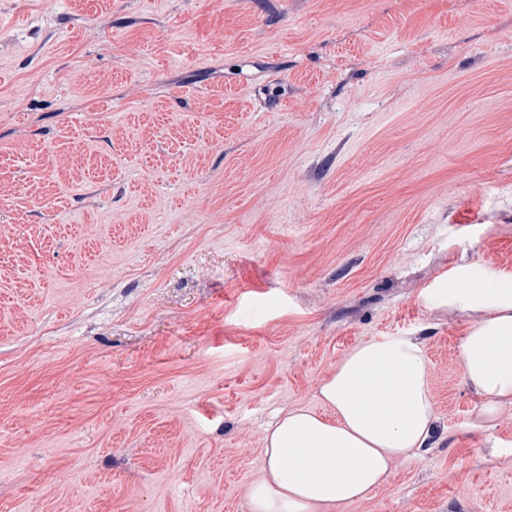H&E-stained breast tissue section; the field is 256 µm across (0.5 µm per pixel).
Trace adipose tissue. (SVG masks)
Returning a JSON list of instances; mask_svg holds the SVG:
<instances>
[{
	"instance_id": "adipose-tissue-1",
	"label": "adipose tissue",
	"mask_w": 512,
	"mask_h": 512,
	"mask_svg": "<svg viewBox=\"0 0 512 512\" xmlns=\"http://www.w3.org/2000/svg\"><path fill=\"white\" fill-rule=\"evenodd\" d=\"M431 297L471 318L460 344L463 374L480 398L479 419H498L512 409V285L488 280ZM318 394L325 414L294 409L268 431L266 467L248 488L250 512H330L363 500L435 431L424 350L410 336L354 347Z\"/></svg>"
}]
</instances>
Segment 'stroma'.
Wrapping results in <instances>:
<instances>
[{
  "label": "stroma",
  "mask_w": 512,
  "mask_h": 512,
  "mask_svg": "<svg viewBox=\"0 0 512 512\" xmlns=\"http://www.w3.org/2000/svg\"><path fill=\"white\" fill-rule=\"evenodd\" d=\"M512 283V0H0V512H250L352 347L436 434L341 512H512L465 314Z\"/></svg>",
  "instance_id": "35a3bbf8"
}]
</instances>
